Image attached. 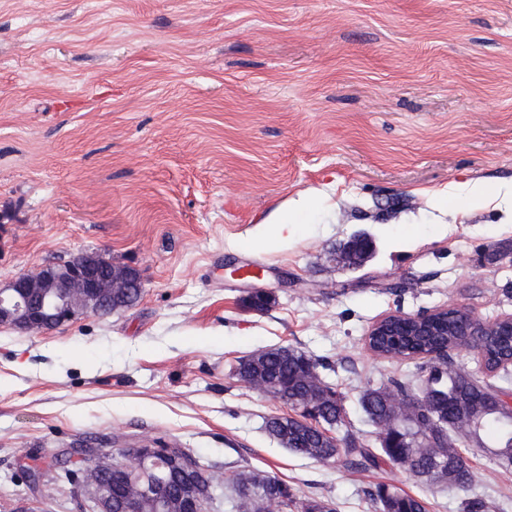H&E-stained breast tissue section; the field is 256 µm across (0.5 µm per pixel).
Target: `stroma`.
Segmentation results:
<instances>
[{
    "mask_svg": "<svg viewBox=\"0 0 512 512\" xmlns=\"http://www.w3.org/2000/svg\"><path fill=\"white\" fill-rule=\"evenodd\" d=\"M478 182L512 185V0H0V286L84 251L144 282L109 316L0 325V512H81L51 462L82 444L179 448L335 512H380L382 484L427 512H512L492 435L459 448L466 490L299 457L265 430L293 408L236 375L304 352L378 447L361 396L421 392L429 370L370 352L375 321L512 315V197L434 205ZM306 192L320 209L256 247L260 219ZM357 233L374 251L343 268ZM33 461L50 495H30Z\"/></svg>",
    "mask_w": 512,
    "mask_h": 512,
    "instance_id": "35a3bbf8",
    "label": "stroma"
}]
</instances>
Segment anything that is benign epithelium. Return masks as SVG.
I'll list each match as a JSON object with an SVG mask.
<instances>
[{"mask_svg":"<svg viewBox=\"0 0 512 512\" xmlns=\"http://www.w3.org/2000/svg\"><path fill=\"white\" fill-rule=\"evenodd\" d=\"M372 239L359 233L345 244L340 260L351 265L355 255L369 256L373 251ZM143 293V282L138 270L131 266L115 265L98 252H81L70 260L49 266L36 274L23 275L0 288V325L7 324L21 332L48 331L89 313L109 315L131 306L125 297L130 291ZM468 328L465 338L454 349H473V337L481 336L493 328L494 323L477 318L461 307ZM310 382L315 396L304 402L303 412L310 423L319 416L331 393L319 374L311 373ZM390 421L386 431L379 436L385 448H395L407 439L408 426L415 424L418 436L434 440L435 419L432 415L420 416V405L404 400L390 392L384 395ZM483 416L462 409L449 421L455 437H465L480 424ZM186 476L202 472L197 458L188 454H174L168 449L143 445L124 452L114 460L96 456L95 467L88 470L81 484V492L88 503L89 512H113L118 504L119 512H205L206 500L198 498L191 486L174 503L163 481L138 483L134 473L152 470L157 474L172 469ZM284 487L272 483L260 501L259 512H282L281 491Z\"/></svg>","mask_w":512,"mask_h":512,"instance_id":"7a95c632","label":"benign epithelium"}]
</instances>
